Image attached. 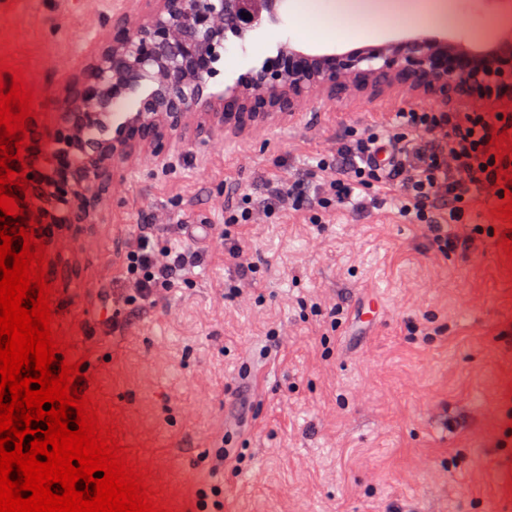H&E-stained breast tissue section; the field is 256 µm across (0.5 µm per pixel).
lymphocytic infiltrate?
<instances>
[{"mask_svg": "<svg viewBox=\"0 0 512 512\" xmlns=\"http://www.w3.org/2000/svg\"><path fill=\"white\" fill-rule=\"evenodd\" d=\"M504 127L499 112L401 110L388 124L350 129L335 152L316 157L304 178L273 186L260 207L267 218L279 219L272 200L285 195L293 210L309 213L317 224L334 209L387 206L405 223L420 225L440 253H469L476 238L462 228L471 222L473 205L487 193L504 196L495 184L500 163L484 151L492 129ZM256 207L252 194L244 193L224 215V258L240 264L245 281L259 268L242 264L239 229L250 223ZM197 257L186 244L159 246L146 225H135L124 253L126 286L115 301L157 305Z\"/></svg>", "mask_w": 512, "mask_h": 512, "instance_id": "lymphocytic-infiltrate-1", "label": "lymphocytic infiltrate"}]
</instances>
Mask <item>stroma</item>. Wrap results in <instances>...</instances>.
<instances>
[{
  "instance_id": "35a3bbf8",
  "label": "stroma",
  "mask_w": 512,
  "mask_h": 512,
  "mask_svg": "<svg viewBox=\"0 0 512 512\" xmlns=\"http://www.w3.org/2000/svg\"><path fill=\"white\" fill-rule=\"evenodd\" d=\"M456 23L512 33V0H449ZM134 0H0V56L26 67L48 112L92 42ZM385 0L341 21L322 19L305 50L342 52L404 33ZM278 21L228 36L214 91L275 55ZM445 104L391 94L340 103L315 96L291 121L242 133L174 136L163 158L134 154L112 186L100 223L49 249L54 301L78 352L88 353L96 399L121 442L149 462L155 489L192 512L211 482L216 448L224 512H512V263L499 241L507 222L480 199L478 250L435 251L421 226L390 209H338L323 224L282 206L279 223L256 212L240 241L263 276L236 295L219 244L235 187L259 199L270 183L335 152L350 128ZM157 224L166 246L194 238L202 262L166 301L114 303L133 225ZM93 342H84L85 332Z\"/></svg>"
}]
</instances>
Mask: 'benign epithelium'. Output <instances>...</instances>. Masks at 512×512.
<instances>
[{"instance_id": "benign-epithelium-1", "label": "benign epithelium", "mask_w": 512, "mask_h": 512, "mask_svg": "<svg viewBox=\"0 0 512 512\" xmlns=\"http://www.w3.org/2000/svg\"><path fill=\"white\" fill-rule=\"evenodd\" d=\"M112 19L109 39L93 45L65 89L53 126L31 121L26 174L36 190L37 222L51 246L75 229L97 224L127 159L146 150L163 157L171 136L196 120L200 132L236 133L272 118L292 119L316 95L371 100L399 91L462 105L472 99L512 101V38L475 50L425 27L345 52L312 54L282 44L276 55L217 94L210 79L228 30H253L277 18L285 0H136ZM248 13L246 19L241 13ZM150 90L138 111L112 135L88 140L112 103ZM47 139H37V128Z\"/></svg>"}]
</instances>
